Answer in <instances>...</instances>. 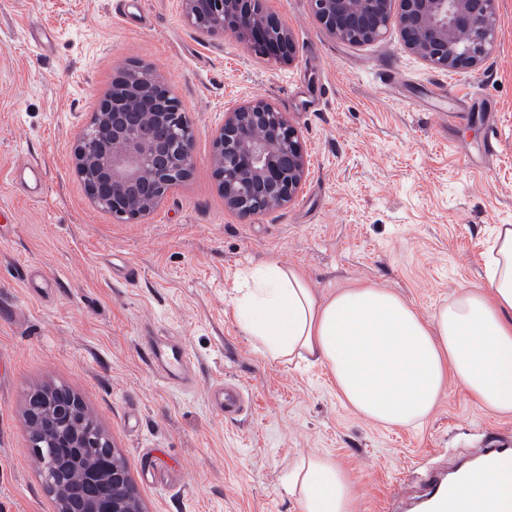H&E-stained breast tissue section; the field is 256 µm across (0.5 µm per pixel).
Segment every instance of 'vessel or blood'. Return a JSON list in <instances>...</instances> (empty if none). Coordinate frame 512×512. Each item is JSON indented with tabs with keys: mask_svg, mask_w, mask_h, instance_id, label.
Instances as JSON below:
<instances>
[{
	"mask_svg": "<svg viewBox=\"0 0 512 512\" xmlns=\"http://www.w3.org/2000/svg\"><path fill=\"white\" fill-rule=\"evenodd\" d=\"M145 355L150 361L160 364L163 379L177 384L186 383L189 355L182 344L173 340L154 342L146 346ZM207 395L211 405L224 418H235L243 410V390L237 383L228 380L213 382L207 389ZM507 456H512V442L493 438L482 448L473 464L451 473L448 478L428 474L425 498L429 512H455L459 489L475 477L489 474L497 462Z\"/></svg>",
	"mask_w": 512,
	"mask_h": 512,
	"instance_id": "1",
	"label": "vessel or blood"
}]
</instances>
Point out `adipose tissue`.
I'll return each instance as SVG.
<instances>
[{
	"label": "adipose tissue",
	"instance_id": "adipose-tissue-1",
	"mask_svg": "<svg viewBox=\"0 0 512 512\" xmlns=\"http://www.w3.org/2000/svg\"><path fill=\"white\" fill-rule=\"evenodd\" d=\"M237 318L270 361L301 359L332 374L344 401L386 426H415L448 379L480 406L512 413V225L498 229L486 283L461 287L429 318L392 291L348 288L323 298L298 269L273 262L249 275ZM300 512H358V492L335 460L311 457L285 476ZM512 512V465L464 488Z\"/></svg>",
	"mask_w": 512,
	"mask_h": 512
}]
</instances>
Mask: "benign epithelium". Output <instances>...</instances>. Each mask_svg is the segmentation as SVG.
Returning <instances> with one entry per match:
<instances>
[{
	"label": "benign epithelium",
	"instance_id": "obj_1",
	"mask_svg": "<svg viewBox=\"0 0 512 512\" xmlns=\"http://www.w3.org/2000/svg\"><path fill=\"white\" fill-rule=\"evenodd\" d=\"M497 0H310L333 38L364 46L399 30L408 51L428 67L472 69L497 36ZM187 23L207 34L234 33L252 51L285 58L288 29L265 0H182ZM119 94L99 100L74 150L75 174L92 203L126 222L149 215L193 170L190 116L153 65L138 63L113 81ZM212 167L224 205L246 217L284 207L299 194L308 156L298 130L271 101L254 96L224 111L213 134ZM28 400L30 444L52 441L63 454L42 471L55 512H146L129 468L81 400L66 388Z\"/></svg>",
	"mask_w": 512,
	"mask_h": 512
}]
</instances>
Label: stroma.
I'll use <instances>...</instances> for the list:
<instances>
[{"label": "stroma", "instance_id": "stroma-1", "mask_svg": "<svg viewBox=\"0 0 512 512\" xmlns=\"http://www.w3.org/2000/svg\"><path fill=\"white\" fill-rule=\"evenodd\" d=\"M0 0V512H53L24 432L38 385L80 397L124 457L147 512H300L284 472L329 455L360 491L359 512H409L423 475L512 439L499 415L448 382L418 427H384L343 403L328 370L264 359L234 316L242 274L271 261L327 297L377 285L430 316L456 288L485 282L501 224H512V0L476 68L448 73L411 55L398 32L365 46L331 38L309 0H267L293 52L268 58L232 33L207 35L181 0ZM152 64L193 123L194 168L134 223L94 206L73 147L94 105L131 64ZM462 97L464 117L441 112ZM264 96L285 112L309 159L285 207L242 218L211 165L225 106ZM499 140L488 157L489 134ZM42 166L32 198L15 164ZM138 269L123 279L119 268ZM42 285L35 293L34 285ZM188 349L190 386L164 382L150 339ZM248 392L219 417L211 381Z\"/></svg>", "mask_w": 512, "mask_h": 512}]
</instances>
